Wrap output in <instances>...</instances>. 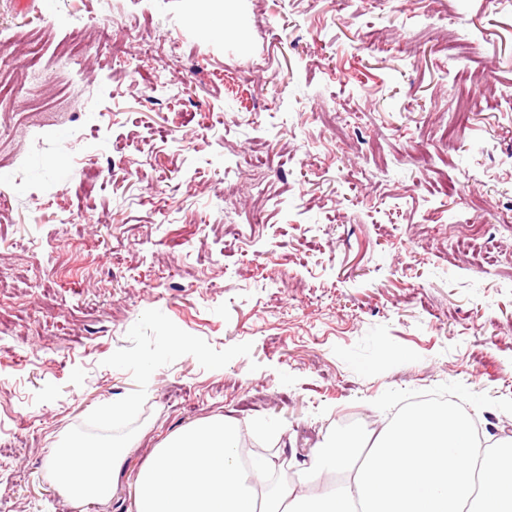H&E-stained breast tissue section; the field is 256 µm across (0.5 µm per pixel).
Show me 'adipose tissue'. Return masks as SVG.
<instances>
[{"label": "adipose tissue", "instance_id": "1", "mask_svg": "<svg viewBox=\"0 0 512 512\" xmlns=\"http://www.w3.org/2000/svg\"><path fill=\"white\" fill-rule=\"evenodd\" d=\"M242 437L221 416L168 435L137 475L135 512H512V437L481 445L454 405L326 436L289 482L266 456L243 464Z\"/></svg>", "mask_w": 512, "mask_h": 512}]
</instances>
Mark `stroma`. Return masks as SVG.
<instances>
[{
    "instance_id": "obj_1",
    "label": "stroma",
    "mask_w": 512,
    "mask_h": 512,
    "mask_svg": "<svg viewBox=\"0 0 512 512\" xmlns=\"http://www.w3.org/2000/svg\"><path fill=\"white\" fill-rule=\"evenodd\" d=\"M211 8L0 0V512H134L154 448L218 415L282 425L245 444L296 470L343 419L368 431L424 392L512 435V107L438 149L463 71L512 88V0H235L233 37L192 22ZM263 139L282 154L247 169ZM114 158L131 178L89 186ZM148 309L251 354L157 369L112 498L71 499L49 449L136 390L104 361Z\"/></svg>"
}]
</instances>
